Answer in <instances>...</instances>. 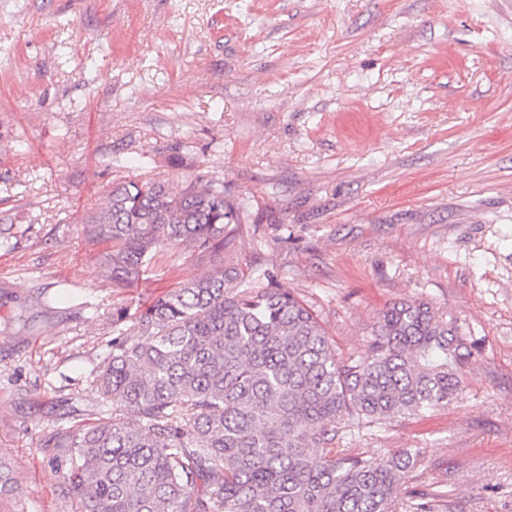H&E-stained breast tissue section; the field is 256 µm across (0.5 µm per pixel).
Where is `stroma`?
Wrapping results in <instances>:
<instances>
[{"label": "stroma", "mask_w": 512, "mask_h": 512, "mask_svg": "<svg viewBox=\"0 0 512 512\" xmlns=\"http://www.w3.org/2000/svg\"><path fill=\"white\" fill-rule=\"evenodd\" d=\"M198 177L248 206L225 266L342 356L404 299L456 319L457 402L336 445L420 449L408 486L512 512V0H0V512H75L46 443L93 422L113 312L210 265L164 248L113 289L82 216Z\"/></svg>", "instance_id": "1"}]
</instances>
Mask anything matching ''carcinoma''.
<instances>
[{
  "label": "carcinoma",
  "instance_id": "1",
  "mask_svg": "<svg viewBox=\"0 0 512 512\" xmlns=\"http://www.w3.org/2000/svg\"><path fill=\"white\" fill-rule=\"evenodd\" d=\"M242 223V204L200 178L179 191L114 183L86 217L88 239L108 243L98 264L114 288L144 280L166 247L218 263L112 314L95 423L48 441L79 512H396L403 499L439 512L441 484L400 497L420 449L366 457L336 438L454 403L474 344L411 300L378 316L362 354L339 357L294 293L224 268Z\"/></svg>",
  "mask_w": 512,
  "mask_h": 512
}]
</instances>
